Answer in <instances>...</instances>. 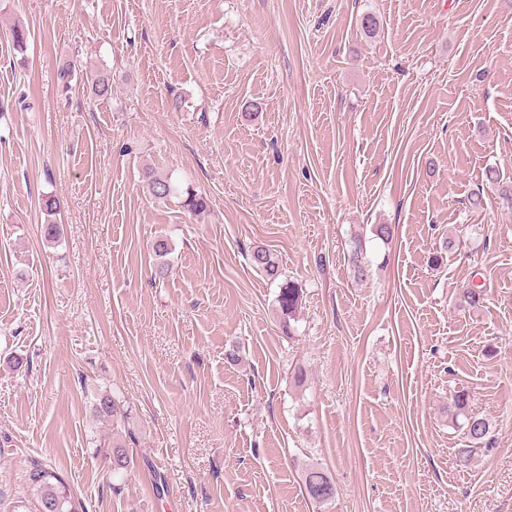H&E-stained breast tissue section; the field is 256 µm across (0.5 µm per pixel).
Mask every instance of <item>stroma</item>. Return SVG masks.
<instances>
[{
	"mask_svg": "<svg viewBox=\"0 0 512 512\" xmlns=\"http://www.w3.org/2000/svg\"><path fill=\"white\" fill-rule=\"evenodd\" d=\"M488 165L512 177V0H0V492L40 460L87 512H512V207ZM148 170L208 209L150 199ZM255 246L303 292L292 324ZM105 390L136 434L119 495ZM458 390L495 435L465 468ZM248 258L250 265L270 281H276L283 275L279 262L264 247L258 246L252 249ZM304 487L308 497L315 503L325 504L332 500L336 487L329 474L319 467L307 468L304 473Z\"/></svg>",
	"mask_w": 512,
	"mask_h": 512,
	"instance_id": "obj_1",
	"label": "stroma"
}]
</instances>
